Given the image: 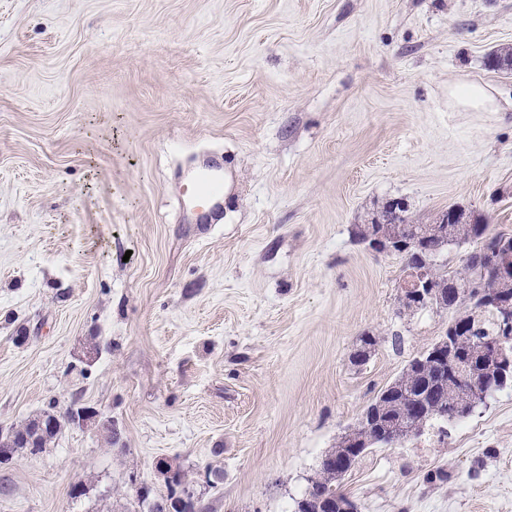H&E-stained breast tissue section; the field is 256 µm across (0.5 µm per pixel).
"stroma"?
Masks as SVG:
<instances>
[{"instance_id": "stroma-1", "label": "stroma", "mask_w": 512, "mask_h": 512, "mask_svg": "<svg viewBox=\"0 0 512 512\" xmlns=\"http://www.w3.org/2000/svg\"><path fill=\"white\" fill-rule=\"evenodd\" d=\"M502 47L512 0H0V429L76 401L121 432L69 423L0 465V512H135L167 493L161 458L206 512H294L454 316L401 311L402 259L357 225L401 197L414 223L461 206L512 234ZM471 83L499 110L450 108ZM207 166L205 221L180 192ZM341 490L358 512H512V387L367 451ZM224 180L220 169L206 167L194 178L193 184L183 194L184 205L203 214L213 210L217 201L223 197Z\"/></svg>"}]
</instances>
